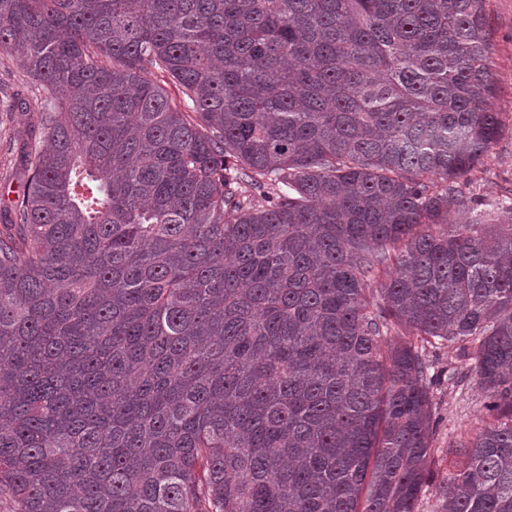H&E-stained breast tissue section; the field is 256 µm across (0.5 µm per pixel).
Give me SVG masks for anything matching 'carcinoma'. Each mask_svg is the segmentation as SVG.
Returning <instances> with one entry per match:
<instances>
[{"instance_id":"carcinoma-1","label":"carcinoma","mask_w":512,"mask_h":512,"mask_svg":"<svg viewBox=\"0 0 512 512\" xmlns=\"http://www.w3.org/2000/svg\"><path fill=\"white\" fill-rule=\"evenodd\" d=\"M486 2L0 0L49 92L0 229L1 496L420 512L450 345L491 420L432 512H512V223L448 221L503 130Z\"/></svg>"}]
</instances>
